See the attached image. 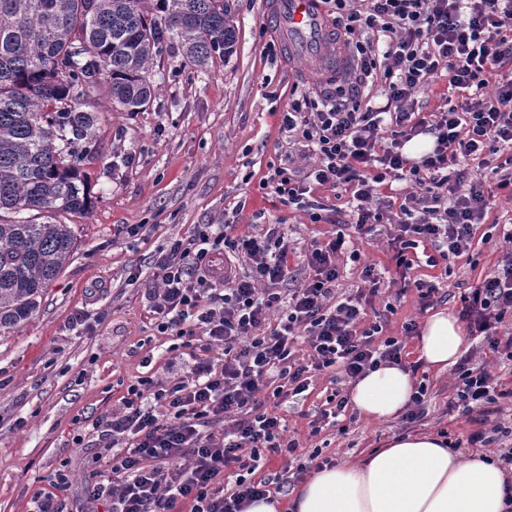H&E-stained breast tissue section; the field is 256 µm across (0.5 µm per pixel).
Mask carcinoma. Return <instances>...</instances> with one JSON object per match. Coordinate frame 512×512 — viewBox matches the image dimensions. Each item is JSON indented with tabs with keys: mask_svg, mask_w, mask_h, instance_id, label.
<instances>
[{
	"mask_svg": "<svg viewBox=\"0 0 512 512\" xmlns=\"http://www.w3.org/2000/svg\"><path fill=\"white\" fill-rule=\"evenodd\" d=\"M0 0V327L30 318L76 238L58 217L91 206L85 164L99 154L101 91L141 112L153 56L170 43L198 67L226 56L236 26L224 0ZM44 221H36V217Z\"/></svg>",
	"mask_w": 512,
	"mask_h": 512,
	"instance_id": "1",
	"label": "carcinoma"
}]
</instances>
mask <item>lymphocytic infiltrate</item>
<instances>
[{
	"instance_id": "lymphocytic-infiltrate-1",
	"label": "lymphocytic infiltrate",
	"mask_w": 512,
	"mask_h": 512,
	"mask_svg": "<svg viewBox=\"0 0 512 512\" xmlns=\"http://www.w3.org/2000/svg\"><path fill=\"white\" fill-rule=\"evenodd\" d=\"M348 45L357 76L337 84L336 94L317 100L302 93L281 115V130L294 145L315 154L308 171L270 166L260 189L310 209L314 186L350 194L355 238L337 232L326 244L307 246L312 275L282 291L291 277L295 248L283 225L260 234L230 235L223 224H201L174 241L154 262L156 288L149 298L157 333L183 339L188 350L183 373L166 380L157 373L129 384L121 409L99 419L113 448L112 478L87 489L90 500L106 501L110 512H243L246 503L269 497L272 483L253 475L268 454L292 456L295 441L283 438L280 419L264 411L259 394L274 398L306 392L313 373L340 367L357 379L384 363L402 361L405 344L383 337V326L363 324L364 295L381 293L372 265L360 272L363 289L337 297L341 254L359 261L358 244L382 223L387 203L378 184L406 181L415 190L399 207L393 259L409 273L411 250L431 245L427 266L470 254L474 227L492 209L483 169L497 176V190L512 199V0H322ZM446 72L450 89L470 90L463 104L430 117H417L414 90ZM384 83L386 103L374 106L369 83ZM432 135L431 151L412 160L402 149L412 137ZM477 169L461 167L464 158ZM496 190V191H497ZM243 258L247 269L237 271ZM460 315L486 347L512 361V251L498 268L461 296ZM276 326H269L270 314ZM312 351L301 362L294 344ZM449 410L485 418L512 399L486 367L462 359L455 368ZM234 469L232 493L224 473Z\"/></svg>"
}]
</instances>
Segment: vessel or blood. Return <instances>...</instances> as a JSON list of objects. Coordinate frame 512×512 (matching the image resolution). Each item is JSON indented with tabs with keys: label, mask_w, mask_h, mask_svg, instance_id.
<instances>
[{
	"label": "vessel or blood",
	"mask_w": 512,
	"mask_h": 512,
	"mask_svg": "<svg viewBox=\"0 0 512 512\" xmlns=\"http://www.w3.org/2000/svg\"><path fill=\"white\" fill-rule=\"evenodd\" d=\"M265 19L289 60H302L314 79L330 78L346 55L320 0H267Z\"/></svg>",
	"instance_id": "1"
}]
</instances>
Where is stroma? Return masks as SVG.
Wrapping results in <instances>:
<instances>
[{"label":"stroma","instance_id":"stroma-1","mask_svg":"<svg viewBox=\"0 0 512 512\" xmlns=\"http://www.w3.org/2000/svg\"><path fill=\"white\" fill-rule=\"evenodd\" d=\"M235 18L234 51L196 69L177 46L163 49L147 78L155 98L142 112L117 111L108 94L98 112L99 156L87 168L91 209L73 220L76 246L60 276L45 289L26 323L0 330V512H33L37 493L52 491L69 512H106L86 488L111 475L112 451L95 422L119 409L127 382L144 375L151 354L178 362L171 341L157 334L147 290L161 248L200 224H235L248 233L284 224L296 247L328 241L336 223L262 193L268 166L288 153L281 114L295 87L315 94L328 82L289 75L280 56L265 49L264 0H224ZM512 222V200H500L478 226L471 256L451 267L415 271L436 285V308L460 312V294L475 286L506 249L498 225ZM139 227L138 235L126 232ZM453 371L418 370L428 387L424 418L369 424L347 409L340 426L312 433L311 423L335 386L323 376L304 399L276 407L297 455L313 453L341 464L361 459L404 432L463 439L478 427L448 413Z\"/></svg>","mask_w":512,"mask_h":512}]
</instances>
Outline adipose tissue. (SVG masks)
<instances>
[{
	"instance_id": "adipose-tissue-1",
	"label": "adipose tissue",
	"mask_w": 512,
	"mask_h": 512,
	"mask_svg": "<svg viewBox=\"0 0 512 512\" xmlns=\"http://www.w3.org/2000/svg\"><path fill=\"white\" fill-rule=\"evenodd\" d=\"M458 317L445 309L423 321L415 345L419 362L443 372L465 351ZM415 381L403 365H383L350 390L354 410L367 423L397 416ZM507 476L497 460L462 458L436 434L392 436L357 462L314 471L284 503L263 500L244 512H506Z\"/></svg>"
}]
</instances>
